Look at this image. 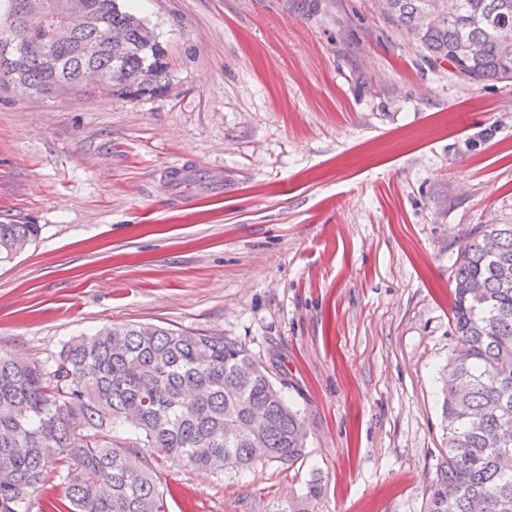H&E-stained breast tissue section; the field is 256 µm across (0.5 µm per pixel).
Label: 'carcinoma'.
Segmentation results:
<instances>
[{
	"mask_svg": "<svg viewBox=\"0 0 512 512\" xmlns=\"http://www.w3.org/2000/svg\"><path fill=\"white\" fill-rule=\"evenodd\" d=\"M0 29L23 49L21 73L0 70L20 96L91 95L86 70L109 75L108 95L167 88L166 49L117 0H84L98 22L63 42L16 11ZM435 60L474 84L512 81V0H381ZM37 224L0 223V261L34 243ZM454 272L452 326L463 348L440 370L446 460L423 512H512V224L471 235ZM125 423L129 436L112 434ZM305 422L241 344L220 336L132 325L67 341L51 363L0 350V512H29L49 464L67 469L55 512H166L152 448L202 470L304 454ZM318 483L275 512H313Z\"/></svg>",
	"mask_w": 512,
	"mask_h": 512,
	"instance_id": "obj_1",
	"label": "carcinoma"
}]
</instances>
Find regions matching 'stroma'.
Wrapping results in <instances>:
<instances>
[{"instance_id": "stroma-1", "label": "stroma", "mask_w": 512, "mask_h": 512, "mask_svg": "<svg viewBox=\"0 0 512 512\" xmlns=\"http://www.w3.org/2000/svg\"><path fill=\"white\" fill-rule=\"evenodd\" d=\"M166 90L0 87V350L150 324L245 345L306 421L293 465L159 458L168 512H422L465 236L512 224V82L431 62L378 0H119ZM186 173L172 180V165ZM39 234L37 224L0 223V261L11 259L34 243ZM321 495V488L315 481L307 483L306 491L296 499L288 501L287 505L276 509L273 512H313L311 506Z\"/></svg>"}]
</instances>
